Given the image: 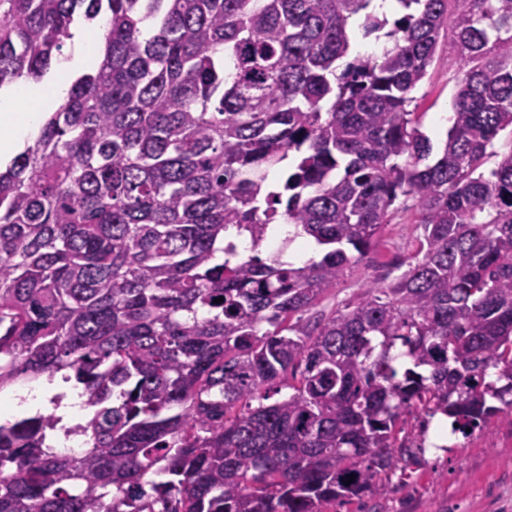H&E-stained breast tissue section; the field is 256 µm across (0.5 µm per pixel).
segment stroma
<instances>
[{
  "label": "stroma",
  "instance_id": "1",
  "mask_svg": "<svg viewBox=\"0 0 512 512\" xmlns=\"http://www.w3.org/2000/svg\"><path fill=\"white\" fill-rule=\"evenodd\" d=\"M461 76L459 62L443 44L413 92L411 108L432 142L445 135L439 120L448 114ZM419 221L411 202L397 201L391 223L381 229L367 259L346 269L335 288L317 302L315 313L344 309L361 297L367 283L409 260L419 246ZM486 428L497 434L495 447H486L476 435L454 436L446 450L419 451L401 462L384 476L379 492L325 506L324 512H512V428L498 416Z\"/></svg>",
  "mask_w": 512,
  "mask_h": 512
}]
</instances>
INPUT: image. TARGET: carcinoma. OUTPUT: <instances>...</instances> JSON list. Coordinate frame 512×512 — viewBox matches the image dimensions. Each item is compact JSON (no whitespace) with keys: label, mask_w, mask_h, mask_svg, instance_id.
Masks as SVG:
<instances>
[{"label":"carcinoma","mask_w":512,"mask_h":512,"mask_svg":"<svg viewBox=\"0 0 512 512\" xmlns=\"http://www.w3.org/2000/svg\"><path fill=\"white\" fill-rule=\"evenodd\" d=\"M397 2L0 0V87L107 24L0 168V391L59 375L88 408L0 423V512H323L422 448L405 410L512 414V0ZM450 14L465 73L429 164L409 107ZM356 17L377 53L351 56ZM401 197L406 269L304 318ZM278 224L321 258L260 257Z\"/></svg>","instance_id":"obj_1"}]
</instances>
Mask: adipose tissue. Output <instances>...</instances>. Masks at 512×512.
Instances as JSON below:
<instances>
[{
    "label": "adipose tissue",
    "instance_id": "obj_1",
    "mask_svg": "<svg viewBox=\"0 0 512 512\" xmlns=\"http://www.w3.org/2000/svg\"><path fill=\"white\" fill-rule=\"evenodd\" d=\"M103 39H76L75 50L57 65L56 78L45 82L23 77L0 89V159L13 156L24 141L33 139L46 119L48 111L62 103L70 87V75L75 69L98 67L103 57ZM66 391L60 410L64 418H72L81 410L76 391L65 390L62 381L40 382L14 391L0 418L11 419L18 413H33L44 407L53 393Z\"/></svg>",
    "mask_w": 512,
    "mask_h": 512
}]
</instances>
